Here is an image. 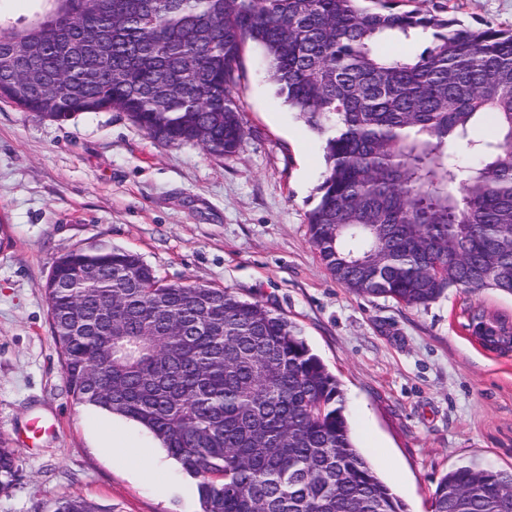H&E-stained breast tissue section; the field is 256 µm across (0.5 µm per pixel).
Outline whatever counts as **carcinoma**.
I'll list each match as a JSON object with an SVG mask.
<instances>
[{"instance_id":"obj_1","label":"carcinoma","mask_w":512,"mask_h":512,"mask_svg":"<svg viewBox=\"0 0 512 512\" xmlns=\"http://www.w3.org/2000/svg\"><path fill=\"white\" fill-rule=\"evenodd\" d=\"M0 25V102L68 121L116 110L160 145L215 158L244 139L245 44L324 144L310 242L350 292L426 307L452 288L512 293V30L402 0H43ZM430 34L420 53L407 41ZM488 122L493 141L476 140ZM473 156L458 163L460 150ZM68 391L148 430L198 479L202 512H406L356 448L336 378L288 320L135 252L59 256L45 285ZM468 327L512 348V324ZM15 457L0 444V487ZM432 512H512V469L451 468ZM54 512H94L81 497Z\"/></svg>"}]
</instances>
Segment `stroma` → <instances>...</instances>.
Returning <instances> with one entry per match:
<instances>
[{
	"label": "stroma",
	"instance_id": "stroma-1",
	"mask_svg": "<svg viewBox=\"0 0 512 512\" xmlns=\"http://www.w3.org/2000/svg\"><path fill=\"white\" fill-rule=\"evenodd\" d=\"M474 27L512 28V0H411ZM235 87L246 135L216 159L160 146L126 113L66 122L0 103V441L16 473L0 512H54L81 497L96 512H200L197 481L128 424L163 463L156 479L101 447L105 413L68 395L44 285L55 259L105 242L139 253L166 284L227 288L295 324L336 376L358 449L406 505L431 512L455 465L512 467V353L485 349L468 315L512 321V294L450 291L412 308L354 295L308 234L325 162L321 140L275 95L246 45Z\"/></svg>",
	"mask_w": 512,
	"mask_h": 512
}]
</instances>
